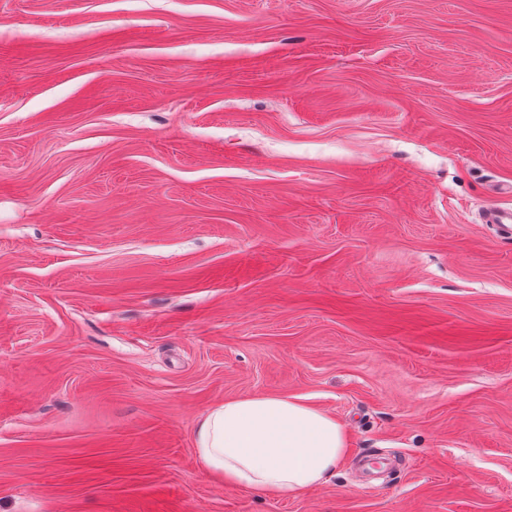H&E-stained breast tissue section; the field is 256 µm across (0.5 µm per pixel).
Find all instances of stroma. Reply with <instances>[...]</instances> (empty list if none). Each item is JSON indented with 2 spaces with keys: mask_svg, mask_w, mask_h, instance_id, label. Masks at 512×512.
Segmentation results:
<instances>
[{
  "mask_svg": "<svg viewBox=\"0 0 512 512\" xmlns=\"http://www.w3.org/2000/svg\"><path fill=\"white\" fill-rule=\"evenodd\" d=\"M512 0H0V512H512ZM348 431L204 472L227 399ZM335 417L302 397L271 395L225 400L198 421L200 466L226 486H250L281 496L327 482L347 451Z\"/></svg>",
  "mask_w": 512,
  "mask_h": 512,
  "instance_id": "35a3bbf8",
  "label": "stroma"
}]
</instances>
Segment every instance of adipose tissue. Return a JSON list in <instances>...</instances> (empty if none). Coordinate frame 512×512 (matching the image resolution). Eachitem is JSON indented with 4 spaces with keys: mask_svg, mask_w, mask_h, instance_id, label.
Wrapping results in <instances>:
<instances>
[{
    "mask_svg": "<svg viewBox=\"0 0 512 512\" xmlns=\"http://www.w3.org/2000/svg\"><path fill=\"white\" fill-rule=\"evenodd\" d=\"M200 466L227 486H250L281 496L327 482L347 451L335 417L299 397L230 399L198 421Z\"/></svg>",
    "mask_w": 512,
    "mask_h": 512,
    "instance_id": "obj_1",
    "label": "adipose tissue"
}]
</instances>
